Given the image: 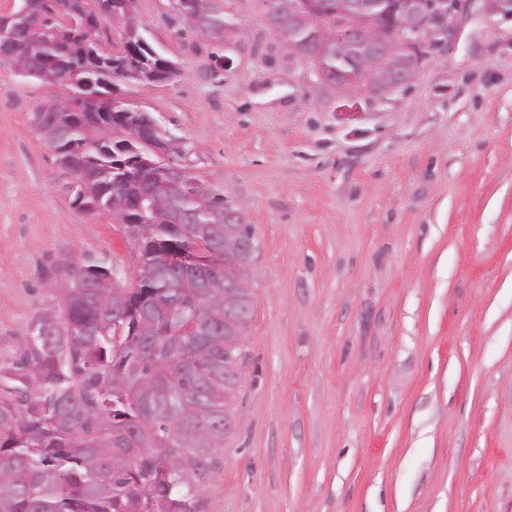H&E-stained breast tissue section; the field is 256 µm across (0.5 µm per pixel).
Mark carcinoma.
<instances>
[{
  "mask_svg": "<svg viewBox=\"0 0 512 512\" xmlns=\"http://www.w3.org/2000/svg\"><path fill=\"white\" fill-rule=\"evenodd\" d=\"M290 2L274 0L266 20L286 48L305 52L321 35L288 13ZM175 4L216 44L231 32L214 0ZM40 9L44 26L0 66L23 70L37 58L35 79L70 90L33 112L34 128L64 174L77 173L85 196H71L75 209L138 230L141 264L139 287L118 291L106 261L63 262L75 277L6 371L17 398L0 400V512H201L197 487L232 426L246 360L252 293L227 307L224 285L252 262L251 226L223 189L172 161L182 138L162 123L144 127L120 98V82L169 81L176 64L135 37L105 55L102 25L66 21L73 10L99 14L100 0H41ZM330 47L319 66L333 82L371 52L354 41ZM413 76L410 55L395 50L366 79L380 92ZM188 249L197 261L186 269L161 258Z\"/></svg>",
  "mask_w": 512,
  "mask_h": 512,
  "instance_id": "1",
  "label": "carcinoma"
}]
</instances>
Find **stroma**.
<instances>
[{"mask_svg":"<svg viewBox=\"0 0 512 512\" xmlns=\"http://www.w3.org/2000/svg\"><path fill=\"white\" fill-rule=\"evenodd\" d=\"M218 4L242 31L220 48L174 0H137L178 72L124 87L257 243L249 363L203 512H512V14L462 0L409 84L352 102L258 0ZM50 94L69 91L0 66V371L54 302L45 266L132 263L31 125Z\"/></svg>","mask_w":512,"mask_h":512,"instance_id":"stroma-1","label":"stroma"}]
</instances>
